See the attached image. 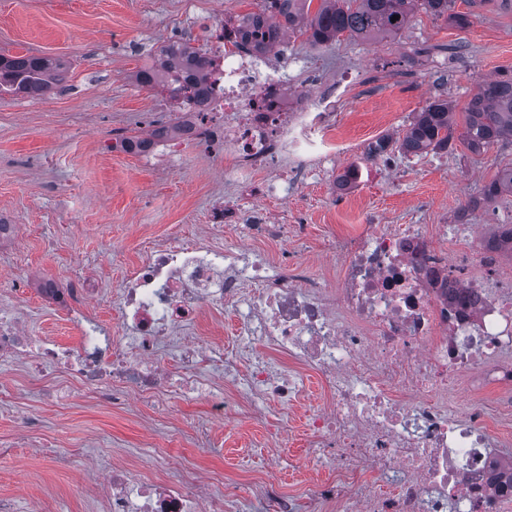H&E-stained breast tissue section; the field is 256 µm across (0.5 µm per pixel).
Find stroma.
<instances>
[{"mask_svg":"<svg viewBox=\"0 0 512 512\" xmlns=\"http://www.w3.org/2000/svg\"><path fill=\"white\" fill-rule=\"evenodd\" d=\"M259 0H0V55L56 56L69 69L65 82L44 98L0 97V218L24 225L22 238L0 244V314L23 320L34 336L75 341L65 316L36 292L18 301L12 279L48 275L60 284L95 269L101 293L88 310L119 325L112 295L129 270L156 243L195 239L212 206L233 211L260 206L302 215L305 239L266 244L270 257L295 250L311 277L335 282L329 248L355 225L386 217L392 224H448L462 204L504 167L512 165V141L475 155L460 142L419 157L395 154L392 174L372 170L345 200L333 199L319 179L304 182L287 201L254 197L229 179L235 160L197 144H178L150 159L107 151L112 138L139 135L152 121H167L165 95L138 86L135 73L152 65L172 39L208 48L211 25L221 17L257 10ZM470 24L458 28L415 7L393 38L340 40L316 48L299 33L284 38L288 53L261 60L286 77L289 92L312 97L339 90L330 143L349 160H367L369 144L398 140L428 101L444 98L461 113L479 84L512 75V6L499 0L474 5L456 0ZM508 387L470 390L460 385L461 406L485 407L487 427L512 450V416L494 401ZM304 404L270 403L267 419L244 410L211 414L203 397H186L173 386L163 403L131 397L114 410L88 394L56 402L36 392L22 364L0 362V503L10 512H107L96 481L70 461L37 453L39 436L60 447L81 449L101 468L128 462L138 477H178L191 467L220 471L225 489L247 477H269L284 495L303 497L311 477L303 463L308 404L322 401L309 379ZM211 424L215 442L198 447L194 428ZM284 433L283 456L268 462L270 424Z\"/></svg>","mask_w":512,"mask_h":512,"instance_id":"1","label":"stroma"}]
</instances>
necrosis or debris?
Wrapping results in <instances>:
<instances>
[{
  "instance_id": "necrosis-or-debris-1",
  "label": "necrosis or debris",
  "mask_w": 512,
  "mask_h": 512,
  "mask_svg": "<svg viewBox=\"0 0 512 512\" xmlns=\"http://www.w3.org/2000/svg\"><path fill=\"white\" fill-rule=\"evenodd\" d=\"M210 74L188 89L173 122L152 124L123 149L142 157L172 139L235 155L231 172L250 182L256 165L292 156L297 170L269 183L265 194L287 199L314 160L326 162L330 190L344 199L363 184L369 163L390 168L391 150L373 144L369 163L335 165L338 153L324 138L336 93L314 100L289 96L282 74L260 72L255 51L237 33L214 28ZM472 211L458 212L441 232L454 246L441 252L424 224H365L333 240L335 283L309 277L294 252L279 258L254 241L302 238L303 223L270 221L265 210L243 214L250 244L216 248L208 239L224 224L215 206L202 237L158 244L127 278L112 303L120 330L85 312L99 294L97 275L68 286L44 278L15 280L25 296L36 286L43 302L78 326L76 348L30 336L17 320L0 317V360L24 363L45 397L64 398L69 387L97 394L113 408L131 394L162 397L173 379L185 392L209 398L214 416L245 406L261 415L266 404L289 406L313 373L327 396L306 418L308 458L321 476L304 499L284 497L274 482H243L230 497L217 495L220 474L190 469L186 485L136 478L122 463L103 472L108 512H235L241 499L260 495L273 512H503L512 504V455L487 432L482 409L459 413L448 393L465 378L474 388L512 385V280L504 254L477 235ZM232 309L238 347L228 354L212 337L179 341L209 309ZM265 346L288 358L283 369L259 354ZM178 352L172 375L167 350Z\"/></svg>"
}]
</instances>
